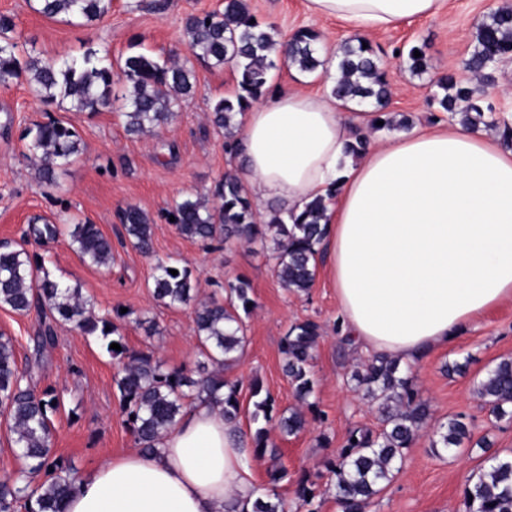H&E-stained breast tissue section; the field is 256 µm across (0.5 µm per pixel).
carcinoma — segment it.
Segmentation results:
<instances>
[{
	"label": "carcinoma",
	"instance_id": "1",
	"mask_svg": "<svg viewBox=\"0 0 512 512\" xmlns=\"http://www.w3.org/2000/svg\"><path fill=\"white\" fill-rule=\"evenodd\" d=\"M112 0H37V11L49 19L67 23L94 22L111 9ZM190 53L211 67L232 63L237 72V92L220 98L211 108L212 123L224 130L226 150L238 154L231 143L236 128L235 118L264 98L270 88L275 42L268 26L252 14L247 0H224V9L203 16H190L185 22ZM320 35L312 28L294 32L284 44V61L302 73H315L323 62L317 50ZM16 24L7 15L0 16V88H8L24 78L41 101L49 103L61 97L71 101L78 111L96 113L112 102L114 68L107 54L88 51L80 58L63 61L16 55ZM338 77L329 86L330 96L346 106L355 101L370 107L373 131L392 130L393 118L386 108L390 89L386 72L377 51L364 38H352L340 45ZM420 57H414V52ZM512 53V9L498 7L480 24L475 45L464 68L493 85L496 62ZM411 72L426 71L425 45H413L407 51ZM127 111L122 113L128 134L141 136L165 123L182 99L192 95L196 84L195 70L185 64L161 63L153 56L136 53L127 56L121 65ZM438 88L432 101L438 107L459 117L461 124L484 125L500 130L502 140L512 143V127L494 118L495 110L478 89L448 73L437 79ZM25 157L38 160L40 179L49 187L59 185L60 175L83 151L76 132L63 122L50 119L36 122L26 130ZM326 210L325 199L318 197L299 214L285 221L279 210H268L263 222L239 178L227 173L213 192V201L185 197L176 202L170 215L177 231L191 240L224 239L247 243H272V270L282 287L296 294L309 292L318 270L319 251L316 245L325 234L321 225ZM124 237L132 247L151 253L153 225L138 207L128 206L119 213ZM28 234L37 240L55 239L62 234L57 224L32 225ZM69 243L79 259L91 266L112 264V243L93 224H71L67 230ZM153 276L152 296L168 307L188 306L195 298L197 280L191 271L158 262ZM250 282L238 278L224 287V301L212 299L193 308L194 332L198 340V359L190 370H168L151 352L130 354L118 335L113 314L96 317L90 310V299L77 285L53 280L44 270L40 255L24 248L0 246V306L26 314L34 308L47 309L53 319L41 324L34 336L36 352L55 345L56 326L71 324L86 334H99L108 343H117L121 350L107 349L113 357L128 356L118 366L116 385L136 445L146 451L179 422L186 401L215 402L223 406L224 421L237 424L240 415L239 383L225 379L219 370L231 369L243 356L248 337L242 314L250 312L253 302ZM321 337L320 327L310 321L291 326L280 341L284 373L294 387L295 396L306 401L314 392L311 378L313 352ZM31 370L18 367L12 341L0 336V410L4 411L14 443L24 468L14 475L0 478V512H64V504L74 490L77 474L53 457L52 430L48 410L56 407L51 392L36 393L28 384ZM352 379L363 398L375 404L382 428L352 430L345 445L326 462L329 486L343 512H365L399 471L404 450L420 436L426 418V403L413 380L402 374L398 361L386 355L373 357L354 371ZM478 395L489 405L498 419L512 420V358L498 362L479 382ZM255 398L252 420L263 421L249 436L248 453L254 457L276 459L270 443V432L284 435L301 431L305 418L294 410L278 413L275 398L258 382L251 385ZM357 442H352V439ZM470 438V429L458 415L433 432L431 448H458ZM30 471H43L48 485L37 489L26 481ZM316 497L308 479L299 481L298 504L301 509ZM36 502L38 509L31 507ZM466 512H512V455H494L489 466L472 478L464 492ZM250 512H286V504L277 495L257 497Z\"/></svg>",
	"mask_w": 512,
	"mask_h": 512
}]
</instances>
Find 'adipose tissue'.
Here are the masks:
<instances>
[{
    "label": "adipose tissue",
    "mask_w": 512,
    "mask_h": 512,
    "mask_svg": "<svg viewBox=\"0 0 512 512\" xmlns=\"http://www.w3.org/2000/svg\"><path fill=\"white\" fill-rule=\"evenodd\" d=\"M445 0H306L315 17L389 30ZM294 88L237 116L236 140L257 209L301 212L327 198L318 249L345 335L404 362L447 346L476 317L512 301V148L483 128L416 127L352 155L371 113ZM336 196H329V189ZM239 433L221 406L185 412L153 452L81 474L65 512H224L256 497Z\"/></svg>",
    "instance_id": "adipose-tissue-1"
}]
</instances>
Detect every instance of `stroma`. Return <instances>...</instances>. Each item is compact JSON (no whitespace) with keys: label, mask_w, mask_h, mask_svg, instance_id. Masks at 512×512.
<instances>
[{"label":"stroma","mask_w":512,"mask_h":512,"mask_svg":"<svg viewBox=\"0 0 512 512\" xmlns=\"http://www.w3.org/2000/svg\"><path fill=\"white\" fill-rule=\"evenodd\" d=\"M251 12L272 25L280 36L309 27L331 42L354 35L353 28L332 18L311 16L305 0H248ZM512 0H448L434 16L387 31L370 33L390 81L388 112L406 119L408 126L452 125L450 115L431 102L434 81L461 71L474 46L478 25L491 9ZM224 0H112L109 13L91 25L68 24L46 18L33 0H0V14L10 15L19 34L20 58L62 60L87 51L106 53L113 66L136 52L161 62L193 66L196 86L176 114L145 136L128 135L121 117L125 110L122 85H114L112 104L95 114L71 110L66 102H42L28 83L0 88V245L24 246L46 257L51 277L79 285L90 297L93 311L127 309L119 332L129 350L150 351L167 368L191 366L197 353L191 307H168L154 301L150 285L155 263L188 267L198 280L197 298H223L226 281L242 277L252 286L254 306L245 318L248 345L226 378L240 384L238 426L249 431L252 403L249 386L259 381L280 409L297 406L294 389L282 370L280 340L297 323L312 321L322 328L313 354L314 393L305 409L306 425L294 435L272 432L271 440L288 477L271 483L269 459L246 458L251 480L262 492H275L287 506L296 502V479L309 475L315 484L316 512H342L334 492L328 491L325 463L334 457L350 431L380 430L375 407L362 400L351 373L355 364L371 359V352L347 346L336 330L341 317L336 293L324 274H317L306 294L282 288L272 271L268 251L261 244L245 245L193 241L181 236L168 212L185 196L210 197L225 173H240L235 158L224 150L225 138L210 122V107L237 91L233 67L211 68L196 62L184 35V20L223 9ZM425 47L428 68L420 76L405 69L401 51ZM55 117L79 135L83 152L62 174L58 187L41 185L36 165L24 156L25 132L31 123ZM136 206L153 222V256L121 243V208ZM97 225L112 242L108 268L84 264L68 237L35 241L29 226L62 218ZM42 315L19 314L0 308V336L12 340L19 366L33 365L35 392L52 391L57 398L49 417L53 452L77 470L134 447V436L120 404L114 376L117 362L100 338L70 325L57 329L54 346L35 352L32 341ZM512 358V303L485 314L450 342L409 365L428 405L426 425L405 452L393 481L366 512H464V490L472 474L486 466L489 456L512 453V422L496 420L478 396L477 386L501 359ZM464 365L461 373L448 366ZM464 415L472 437L456 449L433 453L430 436L449 418ZM484 438L488 447H477Z\"/></svg>","instance_id":"stroma-1"}]
</instances>
